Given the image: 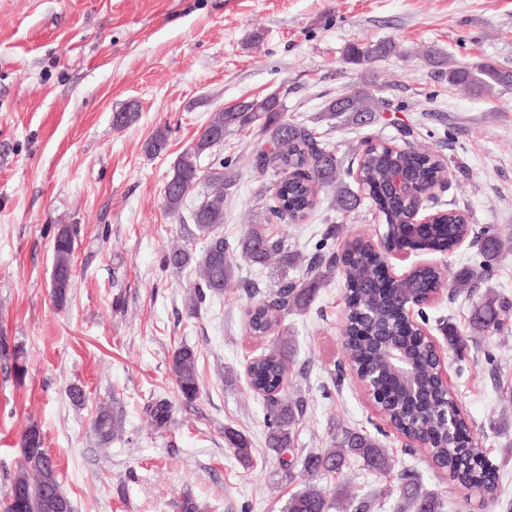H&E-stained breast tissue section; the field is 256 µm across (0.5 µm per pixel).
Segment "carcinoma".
Wrapping results in <instances>:
<instances>
[{"label":"carcinoma","mask_w":512,"mask_h":512,"mask_svg":"<svg viewBox=\"0 0 512 512\" xmlns=\"http://www.w3.org/2000/svg\"><path fill=\"white\" fill-rule=\"evenodd\" d=\"M393 49L390 42L353 44L345 50V60L355 66H367ZM448 83L477 93L495 86L512 87V71L491 63H475L448 69ZM389 104L376 91L367 88L327 101L321 118L327 121L343 117L347 122L364 123ZM258 130L250 146L251 166L260 177H273L262 184L257 196L265 202L269 214L281 221L300 224L321 209L337 208L345 213L368 202L382 215L385 230L382 240L374 244L355 239L345 244L341 254L323 237L315 244V253L307 262L304 279L288 277V265L294 258L288 252L284 236L271 231L267 224H252L235 249L224 239V190L234 184L236 160L220 152L224 135L235 131ZM398 131L405 146L393 147L386 141H365L357 168L356 181L364 195L351 190L345 170L335 153L316 128L288 117L280 98L269 95L245 100L217 112L198 132L194 143L185 149L173 165L163 193L165 210L180 215L187 196L204 186L202 198L190 215L198 236L203 238L200 255L190 249H175L163 257L166 269L182 270L196 265V280L190 289V310L196 312L211 298L233 285L239 266V254L249 266L276 270L274 281L245 311L246 333L268 337V348L248 368L250 389L262 396L267 447L278 456L285 470L293 468L286 455L295 451V428L299 421L298 403L281 395L288 372V350L292 338L284 335L283 319L300 314L311 304L317 288L339 277L344 290L347 315L343 325V344L350 366L369 375L381 388L386 422L400 434L424 445L431 461L448 477L483 495L486 507L497 500V471L472 437L470 424L458 415L454 434H448L445 415L456 412V397L436 386V366L432 349L423 338L412 336L405 307L425 297L442 282L450 293H462L493 273L492 261L500 249L498 237L485 233L484 244L471 257L472 266L452 274L435 266L416 268L406 279L393 281L381 275L383 250L406 246L417 250L452 252L464 237L475 235L471 224L464 222L454 209L442 211L440 223L428 224L415 233L407 224L421 204L426 188L441 181L446 174L440 156L418 145L414 130L403 124ZM213 155L209 167L201 169L200 158ZM402 177L406 189L392 188L393 176ZM78 230L74 225H60L53 234L51 297L57 307L65 306L74 275L73 252ZM476 325L484 330L500 324L497 300L487 297L474 313ZM0 336V357L13 361L17 378L26 375L23 355L18 346L8 347ZM170 370L182 400L194 402L200 393L198 355L194 348L182 345L172 353ZM155 427L161 429L171 418V406L159 400L147 406ZM122 415L102 405L94 419V432L107 445L122 428ZM227 443L240 463H253L249 439L238 431L224 430ZM302 469L310 477H321L342 469L350 458H358L367 468L385 473L391 469L390 457L376 437L363 430H349L321 452L300 454ZM347 501L341 487L330 491L308 483L290 495L281 512H331L334 502ZM346 507L364 512L369 505L361 502ZM440 502L424 491L417 476H401L397 512H439ZM3 512H72V504L63 491L54 462L43 448L40 430L32 425L21 435V461L11 481Z\"/></svg>","instance_id":"1"}]
</instances>
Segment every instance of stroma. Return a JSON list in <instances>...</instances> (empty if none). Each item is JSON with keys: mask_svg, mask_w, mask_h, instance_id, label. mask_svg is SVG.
Instances as JSON below:
<instances>
[{"mask_svg": "<svg viewBox=\"0 0 512 512\" xmlns=\"http://www.w3.org/2000/svg\"><path fill=\"white\" fill-rule=\"evenodd\" d=\"M388 41L393 52L368 66L346 62L352 43ZM455 66L488 61L512 70V0H0V332L24 352L16 380L0 360V500L21 458L19 440L39 427L73 512H178L189 495L209 512H281L302 489V471L286 475L265 445L263 406L246 365L267 340L247 335L245 287L214 297L199 314L186 298L191 269L162 267L166 251L186 245L195 227L163 206L176 158L215 112L243 100L279 96L294 119L316 116L331 98L380 89L390 110L372 123L320 125L343 165L357 163L365 139L399 144L397 123L448 167L450 187L428 211L456 208L475 230L505 243L491 278L471 296L441 292L427 327L446 351L448 383L480 433L497 469L492 512H512V315L500 331L470 336L472 308L484 296L512 303V88L477 94L449 85L425 53ZM135 107L121 129L112 115ZM170 127L166 148L144 145ZM250 132L224 139L236 157V185L224 200V236L235 241L263 223L249 163ZM79 229L68 302L50 298L53 230ZM292 254L308 257L321 235L336 245L375 238L380 214L361 207L319 210L302 224L273 220ZM474 247L449 254L393 257L394 274L420 263L465 269ZM343 288L331 280L308 310L285 320L293 349L285 393L302 403L297 448L321 451L343 429L374 432L391 458L387 474L353 459L320 478L348 487L369 512H396L400 475L417 473L440 512H485L421 448L387 427L346 364ZM467 334L463 358L448 353V329ZM182 345L198 354L203 391L180 398L169 361ZM84 399L74 403L72 387ZM173 415L154 428L148 402ZM123 427L108 446L93 429L99 405ZM233 428L252 442L256 461L242 466L224 439Z\"/></svg>", "mask_w": 512, "mask_h": 512, "instance_id": "1", "label": "stroma"}]
</instances>
